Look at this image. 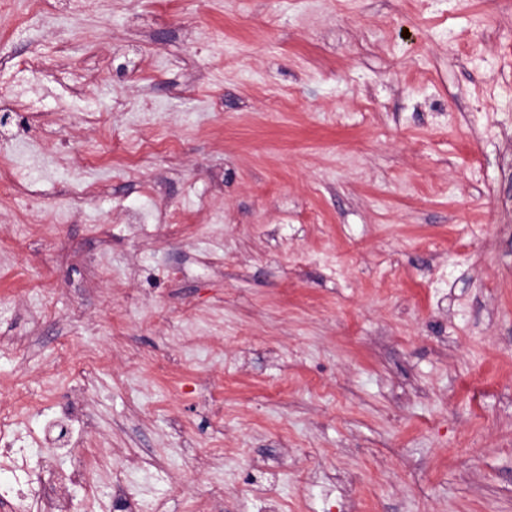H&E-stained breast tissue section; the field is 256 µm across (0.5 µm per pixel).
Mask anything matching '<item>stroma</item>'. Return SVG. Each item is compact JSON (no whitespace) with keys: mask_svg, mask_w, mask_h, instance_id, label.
I'll list each match as a JSON object with an SVG mask.
<instances>
[{"mask_svg":"<svg viewBox=\"0 0 512 512\" xmlns=\"http://www.w3.org/2000/svg\"><path fill=\"white\" fill-rule=\"evenodd\" d=\"M28 9L0 411L44 469L84 446L72 512H512V0Z\"/></svg>","mask_w":512,"mask_h":512,"instance_id":"obj_1","label":"stroma"}]
</instances>
